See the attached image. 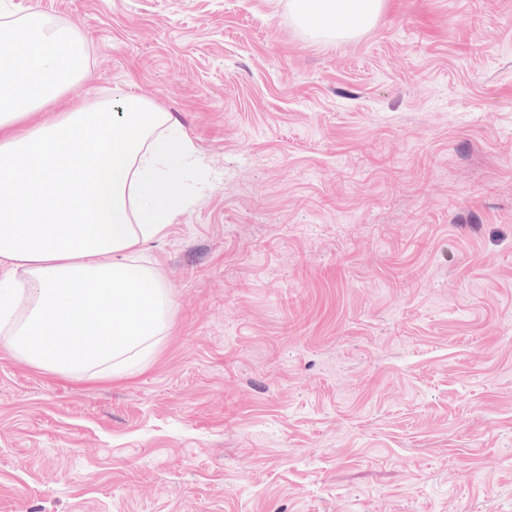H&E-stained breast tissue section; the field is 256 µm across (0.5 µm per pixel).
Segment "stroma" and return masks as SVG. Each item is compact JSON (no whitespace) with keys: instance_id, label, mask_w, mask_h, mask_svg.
<instances>
[{"instance_id":"1","label":"stroma","mask_w":512,"mask_h":512,"mask_svg":"<svg viewBox=\"0 0 512 512\" xmlns=\"http://www.w3.org/2000/svg\"><path fill=\"white\" fill-rule=\"evenodd\" d=\"M170 113L209 188L112 374L0 343V512H512V0H11ZM385 0H289L293 19L312 38L356 36L374 25Z\"/></svg>"}]
</instances>
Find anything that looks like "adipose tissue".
<instances>
[{"mask_svg": "<svg viewBox=\"0 0 512 512\" xmlns=\"http://www.w3.org/2000/svg\"><path fill=\"white\" fill-rule=\"evenodd\" d=\"M385 0H288L314 38L356 36ZM87 41L0 0V341L45 370L132 368L172 297L145 257L201 201L207 167L149 100L73 101Z\"/></svg>", "mask_w": 512, "mask_h": 512, "instance_id": "1", "label": "adipose tissue"}]
</instances>
